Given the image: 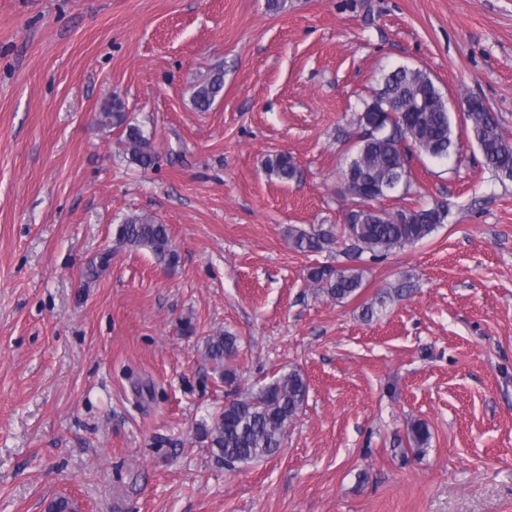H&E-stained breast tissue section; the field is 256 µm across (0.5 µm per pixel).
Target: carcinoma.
Listing matches in <instances>:
<instances>
[{
	"instance_id": "cac0c4a2",
	"label": "carcinoma",
	"mask_w": 512,
	"mask_h": 512,
	"mask_svg": "<svg viewBox=\"0 0 512 512\" xmlns=\"http://www.w3.org/2000/svg\"><path fill=\"white\" fill-rule=\"evenodd\" d=\"M223 88L224 72L219 69L195 87L191 95L193 105L200 112L208 111ZM380 94L393 104V111L383 115L391 132L373 140L360 136L351 163L354 179L372 191L380 190L404 167L410 149L432 155L453 145L446 102L426 71L409 67L393 71L384 77ZM463 121L466 137L478 141L486 166L496 177L512 180V142L504 135L498 116L482 99L468 97ZM101 124L122 131L131 163L143 168L154 164L156 155L151 137L131 123L121 100L115 98L104 105ZM267 170L281 181L293 179L297 172L294 161L286 154L269 158ZM349 216L358 217V222L341 227L337 236L330 230L289 227L288 238L293 249L302 253L321 252L340 240L348 257L359 259L368 252L372 259L380 260L397 248L425 239L443 223L434 207L422 210L404 224L392 212L365 214L361 206L349 211ZM116 243L147 250L167 263L176 258L167 225L158 223L149 213L126 217L116 229ZM308 279L317 290L336 301L356 297L363 285L362 274L352 268L333 270L315 266L309 269ZM238 351V338L229 332H218L204 341L205 358L222 369L224 382L229 385L236 382V371L224 367V361L232 359ZM307 392L306 379L299 370L292 369L233 399L219 414L198 427L214 461L234 469L275 456ZM429 439L425 424L417 421L409 424L408 443L414 453L424 452Z\"/></svg>"
}]
</instances>
